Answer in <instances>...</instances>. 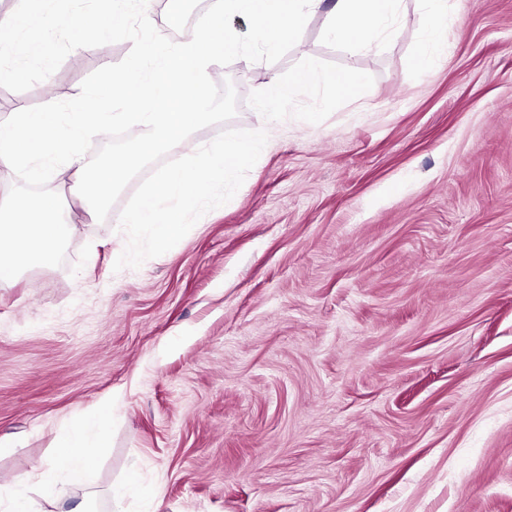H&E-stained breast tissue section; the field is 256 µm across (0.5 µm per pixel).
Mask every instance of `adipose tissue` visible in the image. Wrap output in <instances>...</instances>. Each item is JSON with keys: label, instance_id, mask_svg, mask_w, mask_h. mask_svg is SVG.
<instances>
[{"label": "adipose tissue", "instance_id": "1", "mask_svg": "<svg viewBox=\"0 0 512 512\" xmlns=\"http://www.w3.org/2000/svg\"><path fill=\"white\" fill-rule=\"evenodd\" d=\"M432 24L426 29L418 61L422 67L434 65L446 49L445 29L440 20L446 14L447 0H424ZM399 0H335L323 28L326 40L350 48L364 45L372 32L396 13ZM361 82L357 69L330 75L313 65L298 69L291 80L270 75L260 99L267 119H274L281 103L288 100L299 87L332 86L340 95L352 94ZM108 443V427L104 417L83 418L80 424L65 432L59 441L71 459L67 481H59L53 468L38 469V485L43 495L54 502L68 504V512H90L89 505L96 497L94 473L100 448Z\"/></svg>", "mask_w": 512, "mask_h": 512}]
</instances>
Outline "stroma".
<instances>
[{
  "label": "stroma",
  "instance_id": "35a3bbf8",
  "mask_svg": "<svg viewBox=\"0 0 512 512\" xmlns=\"http://www.w3.org/2000/svg\"><path fill=\"white\" fill-rule=\"evenodd\" d=\"M447 49L402 0L389 34L323 36V0L280 61L213 66L231 129L269 147L165 254L114 271L127 186L65 262L0 288V490L109 413L97 512H512V0H447ZM129 42L71 52L0 117L76 97ZM357 68L356 97L259 91L302 65ZM314 112L316 124L302 115ZM446 49L445 29L437 22L432 23L425 31L419 53V64L430 68Z\"/></svg>",
  "mask_w": 512,
  "mask_h": 512
}]
</instances>
